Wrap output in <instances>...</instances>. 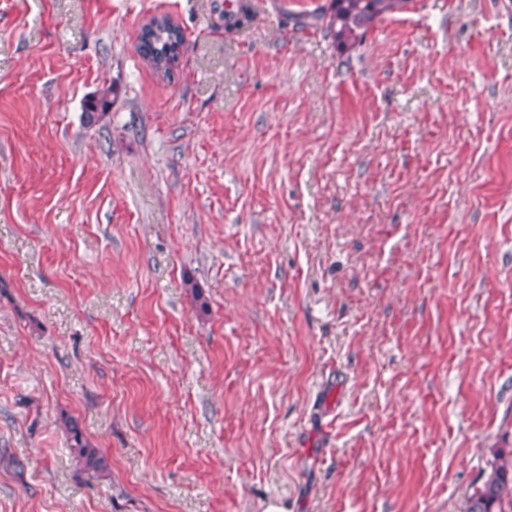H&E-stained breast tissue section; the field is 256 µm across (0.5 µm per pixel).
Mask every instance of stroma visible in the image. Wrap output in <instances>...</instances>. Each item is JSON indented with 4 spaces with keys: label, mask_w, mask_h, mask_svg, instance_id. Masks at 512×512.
<instances>
[{
    "label": "stroma",
    "mask_w": 512,
    "mask_h": 512,
    "mask_svg": "<svg viewBox=\"0 0 512 512\" xmlns=\"http://www.w3.org/2000/svg\"><path fill=\"white\" fill-rule=\"evenodd\" d=\"M329 3L0 0V512H465L512 448V0ZM409 0H331L325 15L336 46L348 50L360 44L371 25L383 15L407 8ZM156 31L150 30L149 33L144 29V33L139 37L138 49L141 55L148 61L158 62L166 53L168 47L173 43L183 45L184 35L179 27H171L168 23V17H160ZM152 37V38H151ZM111 89H104L102 93L88 100L85 104L84 119L87 125H95L104 119L111 106ZM63 427L70 441L71 454L77 464L93 477L102 476L108 470L105 455L89 444L75 419H65Z\"/></svg>",
    "instance_id": "obj_1"
}]
</instances>
